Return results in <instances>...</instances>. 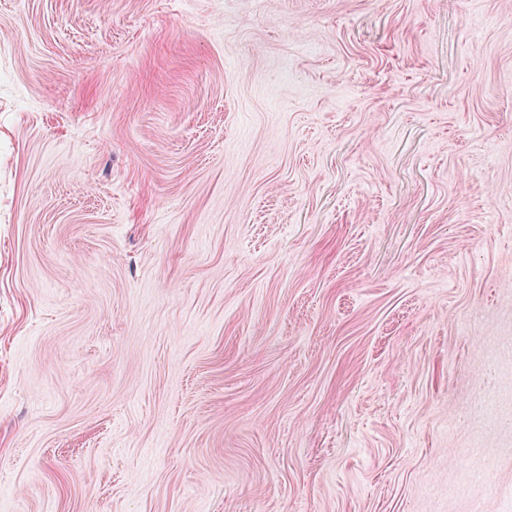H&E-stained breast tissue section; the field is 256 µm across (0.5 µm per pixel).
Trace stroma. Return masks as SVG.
Masks as SVG:
<instances>
[{
    "label": "stroma",
    "instance_id": "35a3bbf8",
    "mask_svg": "<svg viewBox=\"0 0 512 512\" xmlns=\"http://www.w3.org/2000/svg\"><path fill=\"white\" fill-rule=\"evenodd\" d=\"M0 512H512V0H0Z\"/></svg>",
    "mask_w": 512,
    "mask_h": 512
}]
</instances>
